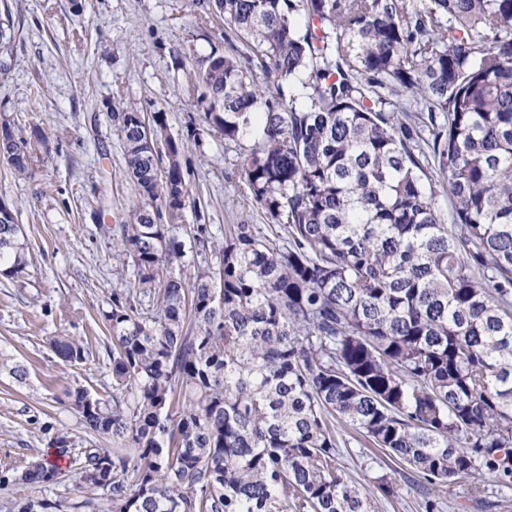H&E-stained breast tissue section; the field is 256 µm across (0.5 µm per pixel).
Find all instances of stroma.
Wrapping results in <instances>:
<instances>
[{"label": "stroma", "mask_w": 512, "mask_h": 512, "mask_svg": "<svg viewBox=\"0 0 512 512\" xmlns=\"http://www.w3.org/2000/svg\"><path fill=\"white\" fill-rule=\"evenodd\" d=\"M0 0V122L17 136L33 127L55 132L27 179L0 163V199L14 207L28 245L20 278L0 274V465L49 453L65 430L73 447L87 439L63 404L66 390L112 388L110 331L100 318L113 290L128 286L126 266L112 255V229L135 200L125 175L123 142L111 115L128 109L168 116L182 148L192 206L182 224L266 227L235 166L240 148L210 131L187 77L193 56L224 49V20L192 0ZM81 338L88 351L64 363L49 339ZM22 365L16 381L9 367ZM343 464L360 483L390 473L388 459L342 429ZM481 496L449 486L443 512H512V490L478 475Z\"/></svg>", "instance_id": "1"}]
</instances>
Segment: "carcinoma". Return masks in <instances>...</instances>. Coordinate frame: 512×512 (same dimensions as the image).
<instances>
[{"label": "carcinoma", "instance_id": "obj_1", "mask_svg": "<svg viewBox=\"0 0 512 512\" xmlns=\"http://www.w3.org/2000/svg\"><path fill=\"white\" fill-rule=\"evenodd\" d=\"M246 45L194 57L205 119L247 148L238 169L283 229L176 223L191 201L167 114L112 113L137 194L112 249V393L66 404L113 448H70L107 512H375L386 475L346 476L336 423L422 480L421 512L484 470L512 488V0H215ZM0 149L31 175L35 128ZM451 206L445 223L437 198ZM16 212L0 272L25 273ZM195 251L193 281L175 274ZM218 258L209 264V256ZM79 364L86 345L53 336ZM48 460L13 512H101L54 494Z\"/></svg>", "mask_w": 512, "mask_h": 512}]
</instances>
